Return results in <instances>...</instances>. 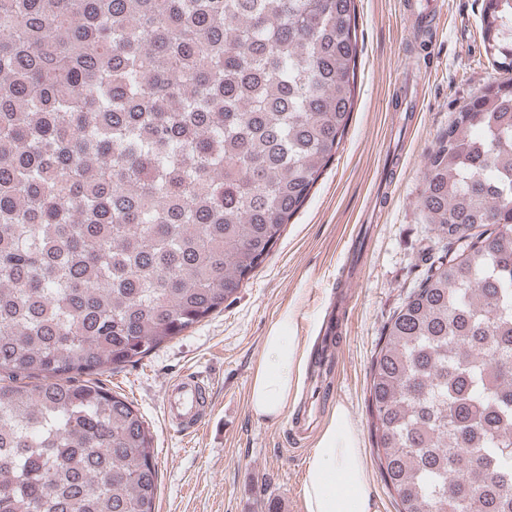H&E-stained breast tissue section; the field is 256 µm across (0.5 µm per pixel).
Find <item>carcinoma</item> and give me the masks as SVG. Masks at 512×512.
I'll return each mask as SVG.
<instances>
[{"label": "carcinoma", "mask_w": 512, "mask_h": 512, "mask_svg": "<svg viewBox=\"0 0 512 512\" xmlns=\"http://www.w3.org/2000/svg\"><path fill=\"white\" fill-rule=\"evenodd\" d=\"M482 31L507 78L426 155L444 244L370 374L397 512H512V0ZM358 56L355 0H0V512H156L149 431L95 376L236 297Z\"/></svg>", "instance_id": "1"}]
</instances>
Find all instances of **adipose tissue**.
Instances as JSON below:
<instances>
[{
	"label": "adipose tissue",
	"mask_w": 512,
	"mask_h": 512,
	"mask_svg": "<svg viewBox=\"0 0 512 512\" xmlns=\"http://www.w3.org/2000/svg\"><path fill=\"white\" fill-rule=\"evenodd\" d=\"M292 325L288 314L280 313L263 338L265 358L252 374L248 394L257 420L280 419L296 395L304 353L290 334ZM306 468L304 512H377L361 439L345 406L333 410Z\"/></svg>",
	"instance_id": "obj_1"
}]
</instances>
